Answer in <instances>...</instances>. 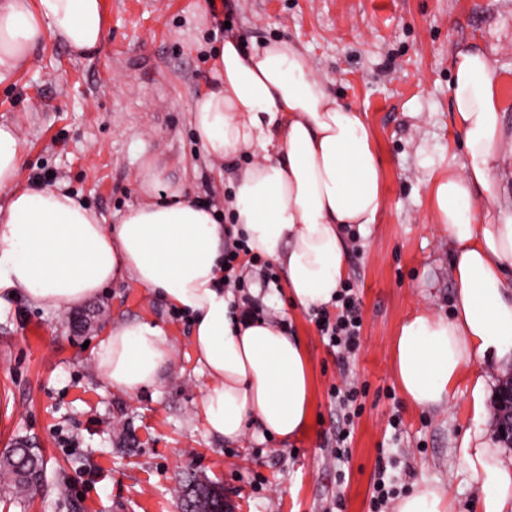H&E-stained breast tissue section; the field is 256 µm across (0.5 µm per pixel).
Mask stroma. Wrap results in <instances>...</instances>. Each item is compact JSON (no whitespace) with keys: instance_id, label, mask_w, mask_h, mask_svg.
Listing matches in <instances>:
<instances>
[{"instance_id":"1","label":"stroma","mask_w":512,"mask_h":512,"mask_svg":"<svg viewBox=\"0 0 512 512\" xmlns=\"http://www.w3.org/2000/svg\"><path fill=\"white\" fill-rule=\"evenodd\" d=\"M229 21L218 30L215 19ZM104 39L81 56L46 38L31 63L0 83V122L23 150L21 179L79 194L116 224L143 201L147 171L160 188L224 205L221 167L206 157L192 122L216 47L294 41L337 100L361 109L383 171L384 206L365 235L348 239L347 281L362 302L361 347L339 365L310 311L286 291L265 302L287 321L311 370L312 414L296 439L210 435L201 401L208 385L191 348L192 324L135 281L109 285L74 306L45 310L0 303V455L19 440L45 459L41 487L17 496L0 485V512H180L178 474L190 469L223 487L232 512H369L380 460L397 495L431 483L455 512L480 490L456 450L471 421L467 385L451 406L403 399L393 371L402 320L421 306L450 315L455 281L448 234L434 224L428 174L456 167L450 85L458 47L484 50L502 102V155L482 223L512 212V0H103ZM161 326L173 355L155 386L130 394L98 374L109 328ZM348 375L364 395L349 454L331 442L340 413L331 386ZM399 418V430L390 421Z\"/></svg>"}]
</instances>
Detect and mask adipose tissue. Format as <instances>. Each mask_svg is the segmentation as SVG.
<instances>
[{
	"mask_svg": "<svg viewBox=\"0 0 512 512\" xmlns=\"http://www.w3.org/2000/svg\"><path fill=\"white\" fill-rule=\"evenodd\" d=\"M48 35L77 53L94 50L102 0H0V80L29 63ZM452 68L463 164L434 171L427 192L454 249V309L407 319L393 365L415 408L450 405L467 380L473 427L457 453L480 488L478 512H512V458L484 428L492 378L482 370L512 364V216L498 224L476 216L477 194L490 191L499 160L502 105L483 52L459 50ZM193 125L210 158L242 161L227 180L224 211L177 187L158 193L149 176L145 202L108 226L69 190L20 182V139L0 123V297L57 309L133 277L191 318L196 361L211 381L202 401L209 434L292 440L311 415L309 365L284 329L233 314L222 282L224 226L283 267L295 305H330L347 268V229L366 231L382 209V168L363 112L339 102L285 38L252 48L225 38ZM171 356L161 327L134 321L109 332L96 364L110 386L134 393L156 384Z\"/></svg>",
	"mask_w": 512,
	"mask_h": 512,
	"instance_id": "ef3b65f1",
	"label": "adipose tissue"
}]
</instances>
